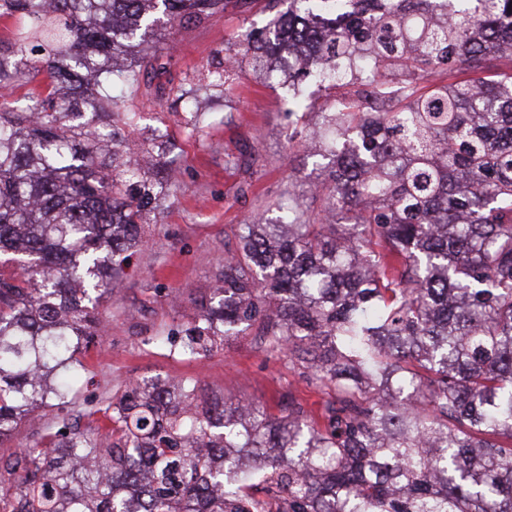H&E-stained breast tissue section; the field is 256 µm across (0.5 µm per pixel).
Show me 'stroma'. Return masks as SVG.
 <instances>
[{"mask_svg":"<svg viewBox=\"0 0 512 512\" xmlns=\"http://www.w3.org/2000/svg\"><path fill=\"white\" fill-rule=\"evenodd\" d=\"M265 18L257 2L244 13L231 8L169 30L152 47L169 57L184 87H194L231 38L243 27L263 25ZM122 106L140 115L136 137L159 130L174 139L180 189L150 225V244L135 258L133 272L100 301L104 329L78 355L67 404L34 408L11 438L0 441V455L65 422L86 427L89 412L141 379L186 380L202 398H246L274 416L291 399L313 413L323 400L287 360L259 349L253 336L229 338L206 358L179 353L162 341L188 321L195 299L209 295L225 255L237 246L239 225L250 222L260 205L287 200L289 189L314 177L306 155L288 147L286 88L264 82L251 64H242L223 88L209 91L202 129L193 138L182 131L173 97L157 96L148 80L127 90ZM230 155L238 165H226Z\"/></svg>","mask_w":512,"mask_h":512,"instance_id":"35a3bbf8","label":"stroma"}]
</instances>
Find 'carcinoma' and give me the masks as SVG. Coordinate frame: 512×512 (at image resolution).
I'll return each instance as SVG.
<instances>
[{
	"label": "carcinoma",
	"mask_w": 512,
	"mask_h": 512,
	"mask_svg": "<svg viewBox=\"0 0 512 512\" xmlns=\"http://www.w3.org/2000/svg\"><path fill=\"white\" fill-rule=\"evenodd\" d=\"M255 0H0V440L64 400L101 298L176 196L175 158L112 109L150 42ZM242 58L291 92L316 162L314 212L288 194L239 225L181 350L252 331L325 393L279 417L197 387L135 382L0 455V512H512V0H265ZM42 91L21 103L23 83ZM326 112L304 111L311 90Z\"/></svg>",
	"instance_id": "carcinoma-1"
}]
</instances>
